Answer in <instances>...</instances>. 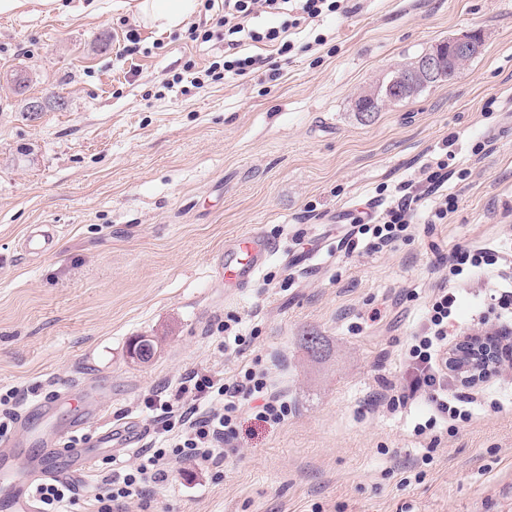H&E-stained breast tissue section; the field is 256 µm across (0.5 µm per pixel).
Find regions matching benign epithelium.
Instances as JSON below:
<instances>
[{
	"label": "benign epithelium",
	"mask_w": 512,
	"mask_h": 512,
	"mask_svg": "<svg viewBox=\"0 0 512 512\" xmlns=\"http://www.w3.org/2000/svg\"><path fill=\"white\" fill-rule=\"evenodd\" d=\"M483 39L473 33H466L448 39V61L460 64L461 59L479 53ZM446 66L441 60L440 47L424 53L407 71L398 73L389 83L392 91L401 97L417 93L419 84L425 80L444 76ZM394 103L392 97L378 98V92H369L355 101L359 112H373L378 101ZM503 349L493 336H465L448 354V370L457 375L467 385L480 382L491 372L503 368Z\"/></svg>",
	"instance_id": "7a95c632"
}]
</instances>
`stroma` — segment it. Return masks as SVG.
<instances>
[{
	"instance_id": "1",
	"label": "stroma",
	"mask_w": 512,
	"mask_h": 512,
	"mask_svg": "<svg viewBox=\"0 0 512 512\" xmlns=\"http://www.w3.org/2000/svg\"><path fill=\"white\" fill-rule=\"evenodd\" d=\"M0 16V393L37 402L100 389L107 418L155 434L147 400L198 370L268 373L290 408L279 424L244 416L221 479L182 460L147 501L118 512H512V377L448 392L473 417L414 428L426 397L390 409L403 354L458 247L512 255V0H346L298 30L296 49L244 42L265 64L192 86L224 44L194 40L224 0L162 31L113 9ZM141 52H123L128 30ZM479 55L450 81L359 112L356 95L467 32ZM23 69L25 93L8 81ZM181 83H173L174 75ZM59 95L67 109L30 112ZM448 163L458 206L442 224L418 207L407 238L352 241L351 220L382 210L383 187L421 185ZM44 225L55 253L23 241ZM245 230L274 253L247 287L224 285L227 244ZM489 269L464 280L460 334L494 319ZM323 336L314 356L300 345ZM243 336L234 352L225 334ZM153 336L149 362L130 342Z\"/></svg>"
}]
</instances>
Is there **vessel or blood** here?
<instances>
[{
  "mask_svg": "<svg viewBox=\"0 0 512 512\" xmlns=\"http://www.w3.org/2000/svg\"><path fill=\"white\" fill-rule=\"evenodd\" d=\"M231 261L224 266V280L233 288H241L253 280L271 256L269 242L259 233L246 231L233 240ZM76 417L70 427L62 428L50 420L51 403L39 406L38 416H26L24 428L29 443L41 446V454L26 468L14 465L17 441L0 442V505L6 512H38L32 489L39 480H64L90 473L99 461L103 449L129 448L128 436L133 422L105 425L101 422L103 407L94 388H87L82 398L74 402ZM96 423L94 432H87L89 423Z\"/></svg>",
  "mask_w": 512,
  "mask_h": 512,
  "instance_id": "obj_1",
  "label": "vessel or blood"
}]
</instances>
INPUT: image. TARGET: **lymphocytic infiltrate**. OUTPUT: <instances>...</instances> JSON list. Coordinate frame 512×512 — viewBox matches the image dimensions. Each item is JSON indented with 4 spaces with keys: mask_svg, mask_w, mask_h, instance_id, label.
<instances>
[{
    "mask_svg": "<svg viewBox=\"0 0 512 512\" xmlns=\"http://www.w3.org/2000/svg\"><path fill=\"white\" fill-rule=\"evenodd\" d=\"M343 0H224V12L216 16L215 25L224 34V58L205 68V77L217 71L245 75L259 65L256 56L240 55L241 38L276 46L278 54L290 53L294 45L286 40L289 29L344 12ZM282 16L280 25L258 28L253 21L259 14ZM422 198L412 188L395 196L377 216L359 221V234L369 236L372 245H387L404 238L412 222L415 204ZM459 294L455 289H437L430 300L425 323L419 336L413 337L406 353L410 393L424 392L435 413L434 418L418 425V432L433 428L437 419L468 421L471 414L449 400L448 328L455 314ZM258 401L260 417L282 422L288 404L270 394L262 371L249 367L231 381H224L196 371L185 374L168 398L151 399L156 414L153 426L164 437L158 448L144 449L136 465L113 469L101 491L94 496V512H112L113 504L142 497L169 479L172 463L188 459L203 469L219 466L224 445L236 437L240 415Z\"/></svg>",
    "mask_w": 512,
    "mask_h": 512,
    "instance_id": "obj_1",
    "label": "lymphocytic infiltrate"
}]
</instances>
